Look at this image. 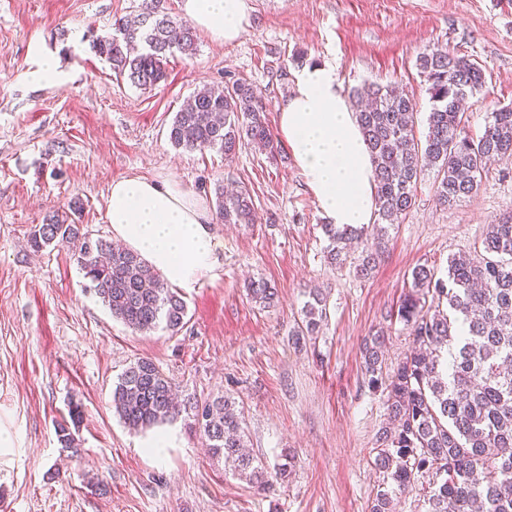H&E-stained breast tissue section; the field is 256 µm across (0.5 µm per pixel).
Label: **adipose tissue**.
<instances>
[{"label": "adipose tissue", "instance_id": "1", "mask_svg": "<svg viewBox=\"0 0 512 512\" xmlns=\"http://www.w3.org/2000/svg\"><path fill=\"white\" fill-rule=\"evenodd\" d=\"M181 11L218 44L237 42L249 25L247 0H182ZM278 130L333 224L372 222L376 206L370 157L334 66L315 64L299 73L278 107ZM107 218L115 238L169 284L193 287L214 268L212 219L200 200L175 185L140 176L114 180Z\"/></svg>", "mask_w": 512, "mask_h": 512}]
</instances>
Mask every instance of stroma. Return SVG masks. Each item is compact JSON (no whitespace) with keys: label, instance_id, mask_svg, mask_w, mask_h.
<instances>
[{"label":"stroma","instance_id":"35a3bbf8","mask_svg":"<svg viewBox=\"0 0 512 512\" xmlns=\"http://www.w3.org/2000/svg\"><path fill=\"white\" fill-rule=\"evenodd\" d=\"M139 2L0 0V430L11 437L0 447V512H368L387 414L368 387L362 343L384 336L382 369H396L412 346L397 310L413 269L446 276L449 257L472 251L512 209V164H492L479 191L448 208L425 172L365 278L358 252L329 263L326 218L290 149L271 158L246 146L228 162L217 149L174 148L169 127L194 91L236 80L262 91L276 121L301 51L306 63L335 65L343 94L371 82L406 86L421 133L432 101L416 59L429 45L482 67L485 84L465 106V130L478 136L493 108L512 104V0H248L240 40L221 46L199 34L196 55L170 56L166 78L146 91L116 79L90 47ZM44 54L61 76L32 81ZM132 175L174 182L210 208L218 186H244L257 211L253 224H212L218 263L182 291L188 317L175 335L128 328L85 289L67 250L26 243L32 226L73 200L82 204L75 222L111 239L110 186ZM253 278L276 288L271 307L250 298ZM313 289L327 298V318L298 345L291 331ZM141 357L181 400L228 397L253 455L270 467L293 457V472L257 492L184 419L174 447L148 454L143 433L111 406L113 383ZM76 405L71 452L57 430Z\"/></svg>","mask_w":512,"mask_h":512}]
</instances>
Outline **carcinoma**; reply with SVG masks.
<instances>
[{"mask_svg":"<svg viewBox=\"0 0 512 512\" xmlns=\"http://www.w3.org/2000/svg\"><path fill=\"white\" fill-rule=\"evenodd\" d=\"M162 2L141 0L135 13L115 20L114 34L91 40L95 54L141 90L165 78L169 56L197 52L195 28L171 16ZM417 68L433 101L421 136L415 101L403 87L353 92L376 184L375 224L323 225L333 261L368 233L384 241L413 208L427 168L436 172L437 202L448 207L477 193L488 161L512 163L511 105L493 109L480 137L465 132L462 102L483 86L480 65L429 47L419 54ZM267 112L261 91L249 84L204 86L175 113L169 141L189 152L218 148L226 160L245 145L274 157L280 146ZM215 214L224 224L257 221L244 186L218 191ZM29 243L36 251L53 246L71 252L87 288L127 327L146 332L162 325L173 334L184 327L186 303L152 266L137 253L92 239L69 215L34 226ZM248 291L261 305L277 296L262 278L250 282ZM322 303L318 293L309 295L295 342L319 331ZM398 315L410 327L413 349L392 374L383 375L380 338L365 340L362 348L368 386L381 391L388 409V424L376 437L383 486L370 512H395L397 496L416 488L427 496L428 512H512V211L489 224L473 252L448 261L447 278L417 267ZM112 408L137 432L173 423L185 412L233 474L262 491L273 485L272 473L246 448L232 402L222 396L202 405L178 402L172 380L148 358L118 376Z\"/></svg>","mask_w":512,"mask_h":512,"instance_id":"obj_1","label":"carcinoma"}]
</instances>
